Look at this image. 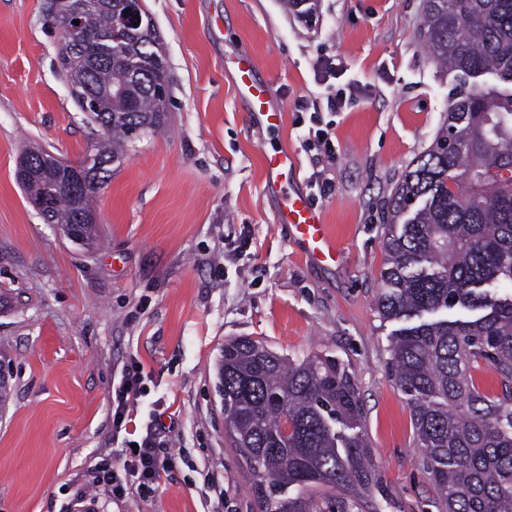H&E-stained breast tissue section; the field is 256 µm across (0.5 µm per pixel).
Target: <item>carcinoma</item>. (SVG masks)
I'll return each mask as SVG.
<instances>
[{"label": "carcinoma", "instance_id": "cac0c4a2", "mask_svg": "<svg viewBox=\"0 0 512 512\" xmlns=\"http://www.w3.org/2000/svg\"><path fill=\"white\" fill-rule=\"evenodd\" d=\"M122 0H103L90 29L113 27ZM421 36L460 82L429 149L407 169L385 222L381 319L403 323L390 363L408 397L416 447L443 512H512V0H422ZM127 54L145 66L126 92L127 70L102 62L91 74L112 134L93 158L117 159L164 122L166 59L139 36ZM494 76L506 88L488 92ZM164 95H159L158 90ZM81 173L20 183L29 199L59 184L50 219L94 245L99 188L73 196ZM453 310L470 313L454 319ZM501 379L488 395L474 382L481 364ZM230 447L262 492L263 512H366L384 494L365 430V409L349 371L331 356L290 358L248 336L230 337L215 364Z\"/></svg>", "mask_w": 512, "mask_h": 512}]
</instances>
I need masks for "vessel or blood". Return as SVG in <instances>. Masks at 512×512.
Segmentation results:
<instances>
[{
	"instance_id": "obj_1",
	"label": "vessel or blood",
	"mask_w": 512,
	"mask_h": 512,
	"mask_svg": "<svg viewBox=\"0 0 512 512\" xmlns=\"http://www.w3.org/2000/svg\"><path fill=\"white\" fill-rule=\"evenodd\" d=\"M236 66L240 73L239 95L252 101L256 115L264 117L268 127H278L282 122L281 109L265 97L263 88L252 79L256 61L240 56L236 59ZM299 171V158L295 151L280 146L266 152L263 192L278 201L274 221L293 227L301 252L309 261L336 260L340 250L324 212L311 202L308 193L297 188Z\"/></svg>"
}]
</instances>
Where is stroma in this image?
<instances>
[{"instance_id":"stroma-1","label":"stroma","mask_w":512,"mask_h":512,"mask_svg":"<svg viewBox=\"0 0 512 512\" xmlns=\"http://www.w3.org/2000/svg\"><path fill=\"white\" fill-rule=\"evenodd\" d=\"M50 3L0 0V367L11 385L0 512H64L101 460L119 463L129 436L112 433V399L133 360L144 373L135 422L162 423L157 451L175 463L152 490L100 493L101 512H261L216 391L214 363L233 336L343 363L386 490L377 512H443L391 374L397 324L377 313L390 198L457 83L424 48L421 0H313L308 18L282 0H145L171 76L167 131L113 164L96 204L103 244L89 250L43 223L15 181L25 150L76 161L98 137L59 72ZM237 54L257 60L284 113L278 128L254 125ZM328 57L359 90L321 113L336 159L318 205L344 255L317 266L273 220L264 152L288 145L300 180L311 175L295 104L322 96L313 65ZM241 237V254L225 257Z\"/></svg>"}]
</instances>
